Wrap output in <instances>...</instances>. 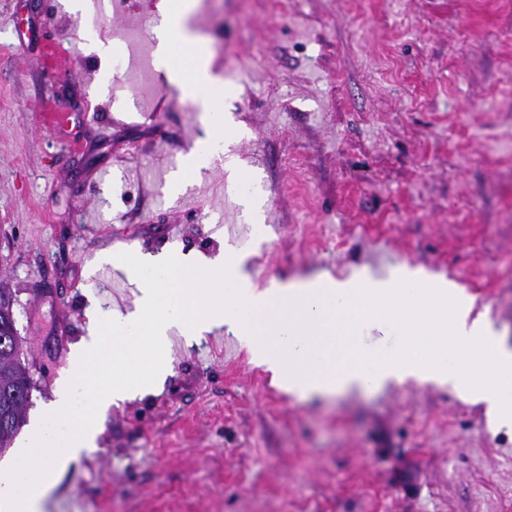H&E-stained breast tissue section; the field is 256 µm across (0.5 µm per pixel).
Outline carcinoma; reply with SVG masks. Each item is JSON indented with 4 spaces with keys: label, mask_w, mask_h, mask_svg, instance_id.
Wrapping results in <instances>:
<instances>
[{
    "label": "carcinoma",
    "mask_w": 512,
    "mask_h": 512,
    "mask_svg": "<svg viewBox=\"0 0 512 512\" xmlns=\"http://www.w3.org/2000/svg\"><path fill=\"white\" fill-rule=\"evenodd\" d=\"M9 301V293L0 288V339L9 337L13 330ZM30 386L25 364L0 350V450L10 447L24 424L25 409L21 404Z\"/></svg>",
    "instance_id": "obj_1"
}]
</instances>
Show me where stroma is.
Masks as SVG:
<instances>
[{"mask_svg":"<svg viewBox=\"0 0 512 512\" xmlns=\"http://www.w3.org/2000/svg\"><path fill=\"white\" fill-rule=\"evenodd\" d=\"M156 2L0 0V285L28 418L61 428L87 308L132 307L137 254L231 251L262 288L419 268L512 349V0H197L232 136L177 194L205 131L156 68ZM164 358L43 512H512V429L451 388L302 399L224 327L172 330ZM10 296L6 291V288H0V339L8 338L12 332L11 338L6 342V340H2L4 343H7L9 346H6L5 349L7 351H11L12 355H21L22 345H21V337L19 336V332L17 331L14 323L13 329V321L11 312H10ZM13 330V331H12Z\"/></svg>","mask_w":512,"mask_h":512,"instance_id":"stroma-1","label":"stroma"}]
</instances>
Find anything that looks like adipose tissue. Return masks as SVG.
<instances>
[{
    "mask_svg": "<svg viewBox=\"0 0 512 512\" xmlns=\"http://www.w3.org/2000/svg\"><path fill=\"white\" fill-rule=\"evenodd\" d=\"M193 7L192 0H159L154 26L158 70L202 112L210 130L204 146L173 173L176 187L224 147L221 82L211 73L208 48L186 32ZM178 41L192 60L187 76L172 63ZM160 266L169 272L166 279L147 283L133 308L113 311L110 324L91 322L72 350L74 374L99 382L98 405L154 388L166 371L162 353L172 328L197 337L226 326L288 394L326 397L413 380L455 389L485 404L492 424L512 428V350L487 316L475 313L472 297L444 277L404 265L380 276L311 277L261 288L232 252L204 273L170 257ZM373 331L398 336L399 346L365 345L363 336ZM74 388L72 377L64 378L52 403L67 437L33 424L12 464L0 467V512H40L70 461L96 447L98 417L73 411Z\"/></svg>",
    "mask_w": 512,
    "mask_h": 512,
    "instance_id": "ef3b65f1",
    "label": "adipose tissue"
}]
</instances>
